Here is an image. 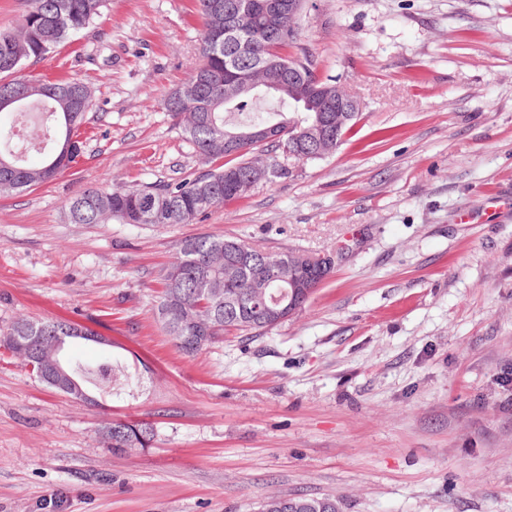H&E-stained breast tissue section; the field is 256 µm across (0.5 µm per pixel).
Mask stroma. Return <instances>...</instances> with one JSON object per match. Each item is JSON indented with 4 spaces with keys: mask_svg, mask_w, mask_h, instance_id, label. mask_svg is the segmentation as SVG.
Segmentation results:
<instances>
[{
    "mask_svg": "<svg viewBox=\"0 0 512 512\" xmlns=\"http://www.w3.org/2000/svg\"><path fill=\"white\" fill-rule=\"evenodd\" d=\"M298 29L354 125L188 224H71L64 204L202 171L163 108L198 62L197 0H107L28 63L95 99L76 163L0 196V329L69 317L100 336L70 360L125 375L82 401L0 360V512H512V0H306ZM203 234L336 265L264 335L187 357L159 271ZM111 419L152 423V446L112 452ZM288 498V501L292 503L294 506L291 509H288V512H318L316 509L311 508L310 504L315 502V499L325 500L331 503L332 507L325 508L322 512H341L342 510V502L336 496H325V497H305V496H297V497H285ZM283 499L281 501V508L289 507L290 503Z\"/></svg>",
    "mask_w": 512,
    "mask_h": 512,
    "instance_id": "35a3bbf8",
    "label": "stroma"
}]
</instances>
